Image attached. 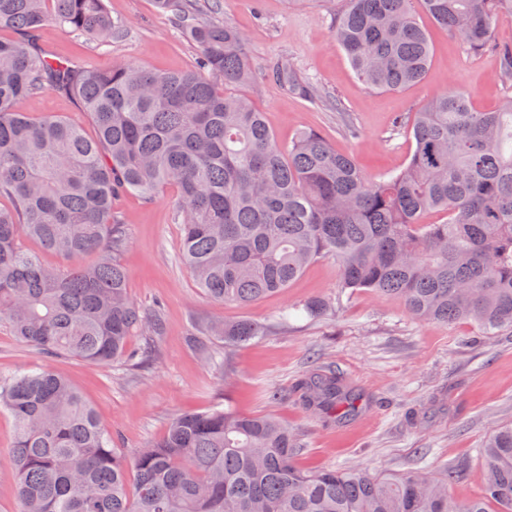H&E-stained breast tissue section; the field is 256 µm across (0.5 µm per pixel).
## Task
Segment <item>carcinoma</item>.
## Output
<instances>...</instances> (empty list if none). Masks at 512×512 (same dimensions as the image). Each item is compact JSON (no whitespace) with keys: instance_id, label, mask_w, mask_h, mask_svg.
Returning a JSON list of instances; mask_svg holds the SVG:
<instances>
[{"instance_id":"cac0c4a2","label":"carcinoma","mask_w":512,"mask_h":512,"mask_svg":"<svg viewBox=\"0 0 512 512\" xmlns=\"http://www.w3.org/2000/svg\"><path fill=\"white\" fill-rule=\"evenodd\" d=\"M199 48L194 71L129 63L101 70L55 57L39 32L59 27L109 44L126 29L104 0H0V321L44 354L104 364L139 333L157 336L159 310L127 295L112 200L149 202L176 189L181 262L211 301L248 306L286 291L317 259L336 262L341 292L399 299L422 321L512 328V97L494 111L448 88L408 116L414 150L397 173L364 176L314 129L281 145L264 113L236 89L250 82L246 35L198 16L193 0H155ZM470 54L494 52L512 80V39L494 23L512 0H347L334 38L370 89L424 80L428 31L412 9ZM51 90L78 99L96 136L19 110ZM437 212L443 222L425 224ZM33 241L39 251L24 247ZM69 265L47 264L43 253ZM313 296L310 317L331 310ZM250 320L205 335L240 344L263 335ZM318 417L347 421L365 401L335 370L300 383ZM15 421L9 463L22 512H512V426L479 449L481 493L460 501L453 472L304 470L294 433L231 408L176 416L162 439L127 459L81 393L50 366L0 383Z\"/></svg>"}]
</instances>
